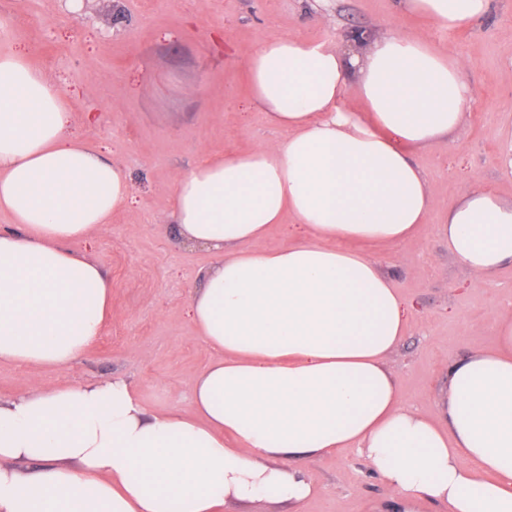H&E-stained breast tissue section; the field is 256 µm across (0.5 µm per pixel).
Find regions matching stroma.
<instances>
[{"label": "stroma", "instance_id": "1", "mask_svg": "<svg viewBox=\"0 0 512 512\" xmlns=\"http://www.w3.org/2000/svg\"><path fill=\"white\" fill-rule=\"evenodd\" d=\"M400 0H7L11 34L67 104L77 142L126 171L131 207L92 241L70 242L112 279V313L87 353L67 369L0 363V398L33 384L53 388L122 376L152 411L184 410L214 359L186 309L211 256L179 243L168 217L174 180L203 153L247 151L284 139L251 102L239 50L275 35L330 40L371 28L422 34L467 61L470 107L448 137L414 159L437 188L439 208L415 239L358 249L376 258L411 306L393 363L408 404L438 416L448 362L474 339L493 347L491 317L512 305V266L475 281L448 251L442 213L471 186L512 199L502 162L512 143V0H493L471 28L443 31L404 12ZM318 491L295 512H370L390 489L355 451L312 457Z\"/></svg>", "mask_w": 512, "mask_h": 512}]
</instances>
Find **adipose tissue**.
Wrapping results in <instances>:
<instances>
[{
  "mask_svg": "<svg viewBox=\"0 0 512 512\" xmlns=\"http://www.w3.org/2000/svg\"><path fill=\"white\" fill-rule=\"evenodd\" d=\"M492 0H402L438 28ZM252 102L288 137L201 155L178 176L170 218L212 262L188 309L216 354L190 412L149 411L125 378L0 400V512H222L296 506L310 456L358 449L392 491L376 512H512V312L497 345L448 364L432 419L403 400L390 357L407 327L378 262L338 241L404 242L437 205L412 157L462 122V60L389 30L344 45L293 35L241 53ZM357 95L363 110L345 104ZM56 85L0 47V362L65 369L98 336L112 281L71 241L130 198L124 169L68 135ZM292 216L301 234L260 250ZM440 230L477 280L512 265V200L476 186Z\"/></svg>",
  "mask_w": 512,
  "mask_h": 512,
  "instance_id": "obj_1",
  "label": "adipose tissue"
}]
</instances>
